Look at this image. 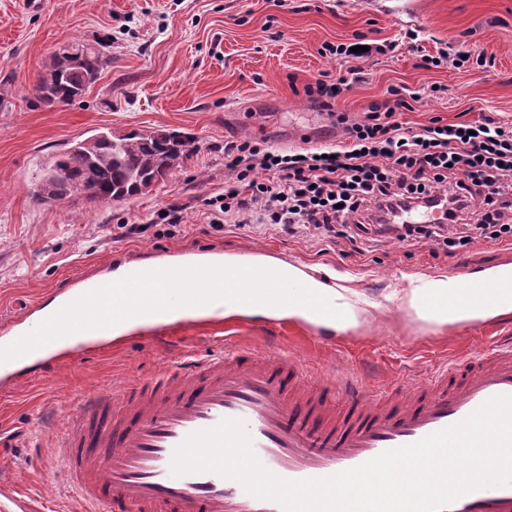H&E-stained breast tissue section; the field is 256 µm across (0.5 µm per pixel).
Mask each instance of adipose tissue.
<instances>
[{
    "label": "adipose tissue",
    "mask_w": 512,
    "mask_h": 512,
    "mask_svg": "<svg viewBox=\"0 0 512 512\" xmlns=\"http://www.w3.org/2000/svg\"><path fill=\"white\" fill-rule=\"evenodd\" d=\"M251 264L267 271L270 288H283L277 309L237 296L236 271ZM224 317L261 319L271 315L344 331L358 325L373 309V302L348 288L334 286L302 267L268 256L228 254L224 257ZM468 302H458L460 281L442 274L412 276L395 296L416 319L438 326L493 321L512 314V263L484 269L475 279Z\"/></svg>",
    "instance_id": "1"
}]
</instances>
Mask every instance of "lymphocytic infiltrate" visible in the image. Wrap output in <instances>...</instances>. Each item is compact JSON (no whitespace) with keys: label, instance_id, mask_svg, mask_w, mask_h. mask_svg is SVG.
Masks as SVG:
<instances>
[{"label":"lymphocytic infiltrate","instance_id":"1","mask_svg":"<svg viewBox=\"0 0 512 512\" xmlns=\"http://www.w3.org/2000/svg\"><path fill=\"white\" fill-rule=\"evenodd\" d=\"M347 88L343 75L304 87L341 133L324 151L225 143L212 228L269 224L291 236L344 240L359 255L384 238L447 255L478 239L512 242V123L484 115L413 125L402 119L410 104L399 87L353 119L334 109ZM415 209L440 210L444 221L405 223Z\"/></svg>","mask_w":512,"mask_h":512}]
</instances>
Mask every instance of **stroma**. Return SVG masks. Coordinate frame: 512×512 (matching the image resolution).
<instances>
[{
	"label": "stroma",
	"instance_id": "obj_1",
	"mask_svg": "<svg viewBox=\"0 0 512 512\" xmlns=\"http://www.w3.org/2000/svg\"><path fill=\"white\" fill-rule=\"evenodd\" d=\"M419 35L427 52L484 55L487 63L426 70L408 49L336 60L326 43ZM111 43L112 64L70 105L47 106L34 86L60 48ZM353 69L337 111L357 117L388 90L420 99L407 121L460 113L512 121V0H0V322L25 307L43 309L60 289L128 262L189 253L266 255L306 271L325 269L339 285L381 301L346 332L305 323L242 318L225 322L223 341L209 329L187 337L140 339L130 333L81 347L48 376L37 373L0 394V492L28 499L35 512H72L57 452L61 418L86 396L150 375L184 355L248 345L298 361L309 382L340 381L358 369L364 386L382 390L404 378L424 381L451 362L512 336V315L436 327L385 296L408 278L475 275L512 263V244L475 241L454 255L426 246L383 243L343 257L340 246L260 230L210 228L207 202L224 191V142L243 137L277 149L311 148L336 129L303 88L323 74ZM439 93H431L432 85ZM169 128L194 136L197 155L143 195L121 202L82 198L43 203L33 196L43 163L98 130ZM178 203L176 231L158 221ZM144 230L124 235L123 225Z\"/></svg>",
	"mask_w": 512,
	"mask_h": 512
}]
</instances>
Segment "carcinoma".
Returning <instances> with one entry per match:
<instances>
[{"label":"carcinoma","instance_id":"cac0c4a2","mask_svg":"<svg viewBox=\"0 0 512 512\" xmlns=\"http://www.w3.org/2000/svg\"><path fill=\"white\" fill-rule=\"evenodd\" d=\"M98 46L75 44L57 54L34 86L41 103L71 104L81 97L112 63ZM93 149L79 141L56 163L60 178L54 195L60 201L75 195L91 202L112 203L145 194L157 182L180 170L199 151L193 136L169 129L124 135L92 136Z\"/></svg>","mask_w":512,"mask_h":512}]
</instances>
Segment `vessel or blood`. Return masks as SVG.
<instances>
[{"mask_svg": "<svg viewBox=\"0 0 512 512\" xmlns=\"http://www.w3.org/2000/svg\"><path fill=\"white\" fill-rule=\"evenodd\" d=\"M262 277L261 269L247 271L241 296L275 302L277 290L259 288ZM223 279L219 267H195L182 302L212 308L224 296ZM171 302L139 268L89 290H71L40 335L17 322L7 327L0 339V388L10 389L36 364L53 372L57 362L49 352L68 336L109 330L132 316L169 329ZM501 394L512 395L511 345L450 365L430 383L405 382L398 400L364 387L352 371L341 385L307 389L291 356L240 347L184 360L82 401L67 417L62 456L80 512H283L236 480L211 472L173 475L175 449L194 432L238 419L269 471L290 480L321 478L452 426ZM441 512H512V486L472 491Z\"/></svg>", "mask_w": 512, "mask_h": 512, "instance_id": "obj_1", "label": "vessel or blood"}]
</instances>
